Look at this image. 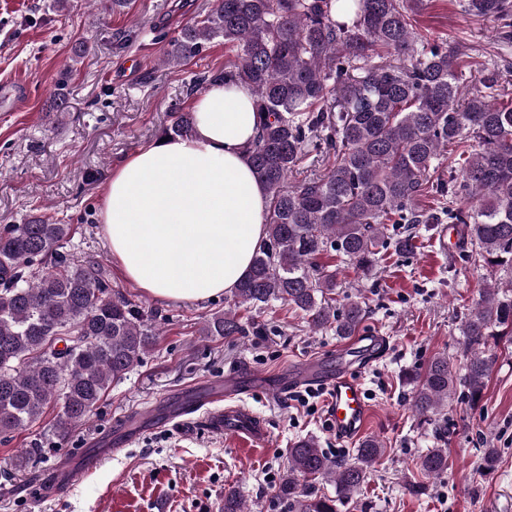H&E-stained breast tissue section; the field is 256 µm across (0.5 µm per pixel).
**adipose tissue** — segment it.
Listing matches in <instances>:
<instances>
[{"label": "adipose tissue", "instance_id": "adipose-tissue-1", "mask_svg": "<svg viewBox=\"0 0 512 512\" xmlns=\"http://www.w3.org/2000/svg\"><path fill=\"white\" fill-rule=\"evenodd\" d=\"M192 112L191 135L113 167L100 210L124 278L162 302L234 292L266 237L268 194L245 153L258 134L250 90L209 85Z\"/></svg>", "mask_w": 512, "mask_h": 512}]
</instances>
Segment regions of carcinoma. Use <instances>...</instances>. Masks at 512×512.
<instances>
[{
  "label": "carcinoma",
  "instance_id": "carcinoma-1",
  "mask_svg": "<svg viewBox=\"0 0 512 512\" xmlns=\"http://www.w3.org/2000/svg\"><path fill=\"white\" fill-rule=\"evenodd\" d=\"M425 0H215L167 44L163 64L181 67L215 39L236 51L224 68L193 77L187 92L240 83L253 93L259 133L247 148L269 205L266 238L228 308L202 317L204 336H258L261 324L239 310L290 306L314 328L354 336L364 319L357 301L338 309L330 295L340 271L333 252L365 274L388 250L412 252L419 227L460 224L468 257L487 271L482 297L460 331L470 357L464 373L447 355L405 378L412 409L435 420L459 394L481 400L499 341L512 336V92L486 67L466 92L467 52L430 42L414 26ZM464 12L512 25V0H463ZM389 60L372 63L373 57ZM163 135H186L191 113L180 103ZM333 157L326 174L293 184L305 148ZM460 149L461 176L430 183L448 147ZM448 196L442 214L419 206ZM71 225L30 219L0 227V440L57 412L52 443L62 445L96 405L158 342V313L111 288L94 257L67 250ZM384 452L364 440L348 461L303 438L288 449L275 497L287 512H338L353 500ZM448 468L445 449L421 459L424 477ZM328 482L336 494L319 491ZM223 512H251L224 492Z\"/></svg>",
  "mask_w": 512,
  "mask_h": 512
}]
</instances>
